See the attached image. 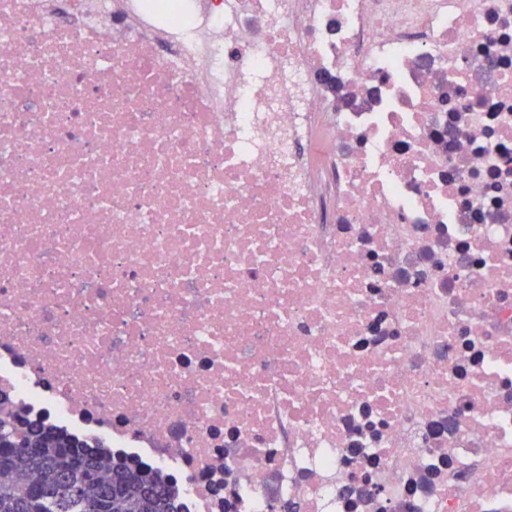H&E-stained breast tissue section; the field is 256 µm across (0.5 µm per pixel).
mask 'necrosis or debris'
<instances>
[{
  "label": "necrosis or debris",
  "instance_id": "1",
  "mask_svg": "<svg viewBox=\"0 0 512 512\" xmlns=\"http://www.w3.org/2000/svg\"><path fill=\"white\" fill-rule=\"evenodd\" d=\"M0 391L183 512H512V0H0Z\"/></svg>",
  "mask_w": 512,
  "mask_h": 512
}]
</instances>
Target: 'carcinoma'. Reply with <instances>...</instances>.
<instances>
[{
    "instance_id": "cac0c4a2",
    "label": "carcinoma",
    "mask_w": 512,
    "mask_h": 512,
    "mask_svg": "<svg viewBox=\"0 0 512 512\" xmlns=\"http://www.w3.org/2000/svg\"><path fill=\"white\" fill-rule=\"evenodd\" d=\"M103 454L40 419H0V512H181L169 478L114 454L105 474Z\"/></svg>"
}]
</instances>
